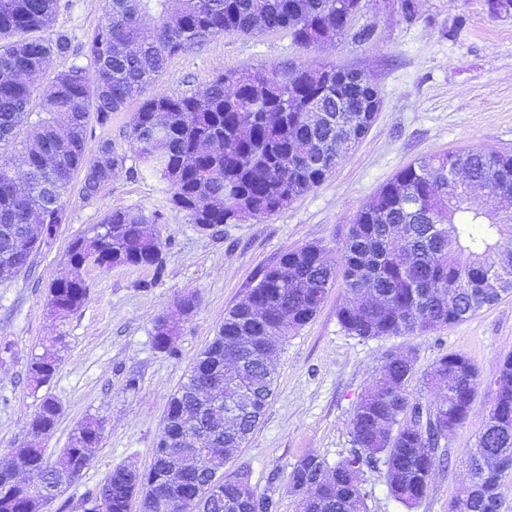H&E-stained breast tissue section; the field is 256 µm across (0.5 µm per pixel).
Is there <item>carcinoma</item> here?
<instances>
[{"label":"carcinoma","mask_w":512,"mask_h":512,"mask_svg":"<svg viewBox=\"0 0 512 512\" xmlns=\"http://www.w3.org/2000/svg\"><path fill=\"white\" fill-rule=\"evenodd\" d=\"M336 0H105L104 16L83 40L52 30L61 0H0V276L32 266V253L50 245L67 219L64 203L75 176L94 197L124 161L112 143L90 155V118L105 125L165 70L168 60L219 35L285 31L294 45L310 49L348 34L372 38L363 27L350 32L336 16ZM87 53L93 69L72 64L47 77L48 62ZM374 84L351 68H262L218 75L205 92L156 94L133 113L129 138L138 157L159 175L171 209L196 227L264 218L322 183L370 128ZM355 128L353 143L336 138L337 127ZM25 131L16 141L17 132ZM22 145L20 163L5 149ZM480 187L501 204H512V154L470 148L422 158L401 169L357 213L342 253V269L328 264L323 248L308 244L284 253L249 293L224 316L216 335L194 360L172 396L150 469L136 476L115 467L84 512H184L182 502L200 492L198 512H277L268 494L242 496L230 459L249 438L273 396L272 352L311 321L337 278L344 301L341 327L361 339L426 334L465 321L498 301L500 291L482 286L483 271L512 283V223L501 224L471 201ZM161 214L116 209L68 251V272L49 288L48 305L66 318L88 299L82 270L89 262L105 271L151 266L163 271L147 232ZM153 330L154 347L176 354L173 336ZM251 347H240V337ZM65 347L55 336L35 356L28 379L49 385ZM241 363L237 376L253 398L240 423L224 424V365ZM413 353L389 355L358 402L350 420L352 449L329 467L312 455L288 474V491L300 512H367L363 469L386 468L391 497L411 507L447 457L441 443L468 418L477 369L465 356L448 354L426 375L442 388L433 406L406 392L415 373ZM493 402L476 447L469 453L475 490L460 492L448 512H499L500 487L512 475V353L498 363ZM61 413L43 397L30 424L33 439L50 434ZM103 419L88 417L69 436L50 466L43 449L16 448L0 467V512H39V500L18 494L15 479L32 472L57 493L75 483L99 450ZM218 452L207 458L176 456L168 449L196 433ZM506 464L481 459L488 450Z\"/></svg>","instance_id":"carcinoma-1"}]
</instances>
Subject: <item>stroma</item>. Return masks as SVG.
Returning a JSON list of instances; mask_svg holds the SVG:
<instances>
[{
    "label": "stroma",
    "instance_id": "1",
    "mask_svg": "<svg viewBox=\"0 0 512 512\" xmlns=\"http://www.w3.org/2000/svg\"><path fill=\"white\" fill-rule=\"evenodd\" d=\"M55 29L75 37L103 17L102 0H65ZM404 19L397 0H362L355 27L373 28L365 43L344 37L308 50L287 33L220 35L169 60L146 96L205 90L221 72L262 67L356 68L378 87L382 106L363 140L319 186L276 214L202 232L167 205L164 183L137 157L129 122L140 102L131 100L107 125L90 122L87 151L102 141L126 158L95 198L72 189L67 221L50 247L34 254L29 271L0 282V465L10 452L30 445L29 423L44 395L61 414L41 443L48 458L65 448L77 423L104 419L97 456L82 477L62 490L48 512H82L115 467L147 471L160 439L168 403L196 356L215 336L225 313L255 285L264 270L289 250L316 244L338 263L356 214L405 166L431 155L471 146L512 152V15L492 14L488 0H417ZM142 208L162 215L154 230L162 242L164 271L128 266L109 272L86 269L90 296L66 318L48 304L50 284L68 271L71 242L101 223L112 210ZM193 294L198 305L181 314L178 297ZM341 287L331 288L317 315L291 333L277 354L274 394L260 423L226 475L246 470L257 493L272 495L278 512H298L287 477L293 464L313 455L334 465L351 448L350 419L387 355L414 352L410 400L428 405L438 391L423 377L446 354L466 356L478 370L466 422L448 437L449 464L437 468L413 510L388 494L385 469L365 471L369 512H448L469 474L468 455L492 405L494 373L512 351V293L466 321L425 335L361 339L336 318ZM169 317L178 324L177 355L155 349L153 326ZM66 346L49 386L31 389L27 369L51 337Z\"/></svg>",
    "mask_w": 512,
    "mask_h": 512
}]
</instances>
